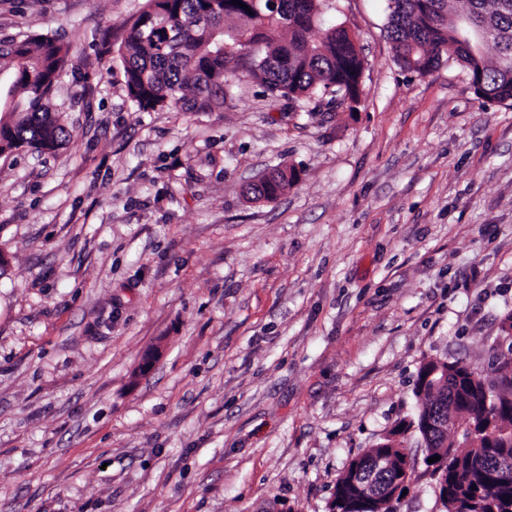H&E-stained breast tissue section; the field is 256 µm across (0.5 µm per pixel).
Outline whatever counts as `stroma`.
Wrapping results in <instances>:
<instances>
[{
	"label": "stroma",
	"instance_id": "35a3bbf8",
	"mask_svg": "<svg viewBox=\"0 0 512 512\" xmlns=\"http://www.w3.org/2000/svg\"><path fill=\"white\" fill-rule=\"evenodd\" d=\"M146 0H0V37L70 47L74 140L0 155V512H328L414 416L418 368L512 345V107L391 60L388 0H335L356 109L258 82L141 111L117 50ZM288 165L270 203L243 189ZM156 361L145 373L148 355ZM396 512H441L416 432Z\"/></svg>",
	"mask_w": 512,
	"mask_h": 512
}]
</instances>
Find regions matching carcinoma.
<instances>
[{"instance_id": "carcinoma-1", "label": "carcinoma", "mask_w": 512, "mask_h": 512, "mask_svg": "<svg viewBox=\"0 0 512 512\" xmlns=\"http://www.w3.org/2000/svg\"><path fill=\"white\" fill-rule=\"evenodd\" d=\"M147 0L132 23L121 52L127 92L142 111L172 108L207 112L224 104L232 79L261 82L268 91L302 104L328 97L356 103L364 72L357 40L344 23L325 24L329 0ZM390 0L386 38L391 58L402 71L426 77L443 59L455 58L469 71L479 99L512 105V0ZM495 50L489 60L486 48ZM69 47L49 35L0 38V68L15 80L0 115V154L20 147L55 151L72 137L50 106ZM276 177L245 190L251 201L273 202L298 178L293 167L275 168ZM435 368L420 366L414 387L421 399L416 415L400 421L387 446L360 453H385L392 467L376 477L387 486L409 488L404 456L393 437L413 428L427 443L426 464L439 474L440 493L462 504L461 512H512V440L485 433L512 428V348L495 357L493 376L473 378L470 366L448 363V381L425 382ZM462 416L459 448L425 419ZM328 512H394L373 497L368 483L336 482Z\"/></svg>"}]
</instances>
